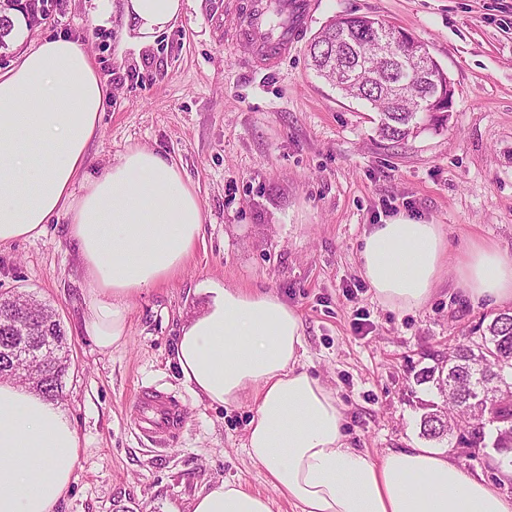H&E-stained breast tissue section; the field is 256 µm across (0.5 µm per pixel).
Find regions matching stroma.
I'll use <instances>...</instances> for the list:
<instances>
[{"label":"stroma","instance_id":"stroma-1","mask_svg":"<svg viewBox=\"0 0 512 512\" xmlns=\"http://www.w3.org/2000/svg\"><path fill=\"white\" fill-rule=\"evenodd\" d=\"M251 4L183 0L179 19L145 45L121 0H61L0 61L3 74L43 38L80 40L109 88L86 174L151 149L181 169L204 215L183 271L132 301L125 341L107 350L83 329L87 285L66 215L41 236L0 246V294L24 291L53 308L70 342L61 404L80 448L56 512H190L223 480L270 497L272 512H294L243 447L252 400L210 405L171 361L207 282L270 289L298 311L304 365L343 403L350 446L376 459L422 439L420 403L434 390L416 372L449 345L478 339L498 311L466 299L449 266L425 305L389 308L362 277L360 251L367 229L401 215L442 225L452 258L476 239L512 251V0H311L303 36L271 72L236 30ZM346 14L424 45L454 90L446 123L383 139L367 102L316 74L312 39ZM143 387L181 405L170 440L137 430Z\"/></svg>","mask_w":512,"mask_h":512}]
</instances>
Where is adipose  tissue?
<instances>
[{
    "instance_id": "1",
    "label": "adipose tissue",
    "mask_w": 512,
    "mask_h": 512,
    "mask_svg": "<svg viewBox=\"0 0 512 512\" xmlns=\"http://www.w3.org/2000/svg\"><path fill=\"white\" fill-rule=\"evenodd\" d=\"M182 0H122L125 20L148 42L173 24ZM108 87L83 45L43 39L0 74V246L70 219L88 282L83 328L107 349L126 336L131 301L180 271L204 221L180 170L134 148L96 178H82ZM450 260L440 225L400 217L363 236L360 265L376 297L412 310L429 300ZM464 292L512 306V253L471 242L453 259ZM182 323L172 359L185 385L213 405L252 398L244 447L269 486L298 512H512V496L442 451L350 447L335 391L300 363L304 324L274 291L217 283ZM79 438L59 403L0 381V512H55L70 490ZM192 512H272L268 497L223 481Z\"/></svg>"
}]
</instances>
